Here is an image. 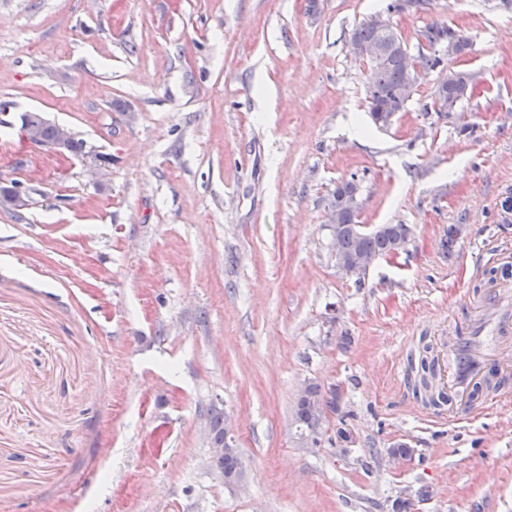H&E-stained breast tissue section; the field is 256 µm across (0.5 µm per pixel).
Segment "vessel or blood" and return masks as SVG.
Returning a JSON list of instances; mask_svg holds the SVG:
<instances>
[{
    "mask_svg": "<svg viewBox=\"0 0 512 512\" xmlns=\"http://www.w3.org/2000/svg\"><path fill=\"white\" fill-rule=\"evenodd\" d=\"M508 339H512V281H494L477 298L472 316L452 329L448 357L438 375V389L448 397L450 420H472L473 392L489 373H512V357L502 347Z\"/></svg>",
    "mask_w": 512,
    "mask_h": 512,
    "instance_id": "obj_1",
    "label": "vessel or blood"
}]
</instances>
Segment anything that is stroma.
Wrapping results in <instances>:
<instances>
[{
	"instance_id": "1",
	"label": "stroma",
	"mask_w": 512,
	"mask_h": 512,
	"mask_svg": "<svg viewBox=\"0 0 512 512\" xmlns=\"http://www.w3.org/2000/svg\"><path fill=\"white\" fill-rule=\"evenodd\" d=\"M388 2L0 0V187L29 193L0 205V512H512V403L455 424L406 381L482 256L512 253V0L392 12L411 52L432 24L470 46L439 43L380 130L347 43ZM449 66L473 82L445 117ZM27 112L85 155L29 143ZM350 178L358 223L412 237L360 285L327 228ZM308 384L339 402L307 441ZM215 407L238 485L211 464Z\"/></svg>"
}]
</instances>
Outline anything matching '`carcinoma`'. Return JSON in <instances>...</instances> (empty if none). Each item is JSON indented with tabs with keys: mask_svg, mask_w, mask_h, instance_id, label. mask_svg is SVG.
<instances>
[{
	"mask_svg": "<svg viewBox=\"0 0 512 512\" xmlns=\"http://www.w3.org/2000/svg\"><path fill=\"white\" fill-rule=\"evenodd\" d=\"M349 41L362 46L384 45L387 55L381 60H369L371 83L365 87L369 114L379 117L392 112L405 110L413 93H405L407 84V63L403 52L408 50L407 43L397 27L391 21L380 28L369 21L359 23L351 32ZM448 89L444 92L442 107L448 108L449 113L455 111L467 95L472 84L471 74L460 70H448ZM30 125V139L39 144H48L56 137L54 124L41 118L38 112H27L21 117V125ZM410 233L405 224H380L378 230L372 232L342 231L335 237L337 250L348 255L368 256L378 259L390 255L394 251L397 237ZM410 352L407 356V377L414 378L413 392L418 394L420 389H429V377L435 375V361L428 360L424 351ZM336 410V391H331V397L324 398L319 386L307 385L299 394L294 411V424L301 431L318 429L324 408ZM228 433L224 426V412H212L209 423V439L211 447L221 448L223 452L213 456L215 470L223 477L243 474V462L232 441L227 439Z\"/></svg>",
	"mask_w": 512,
	"mask_h": 512,
	"instance_id": "cac0c4a2",
	"label": "carcinoma"
}]
</instances>
